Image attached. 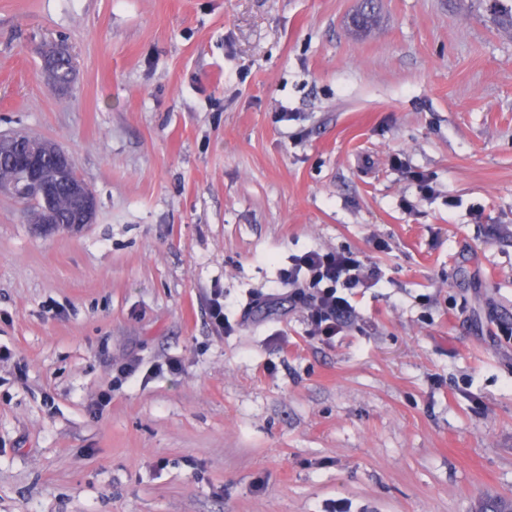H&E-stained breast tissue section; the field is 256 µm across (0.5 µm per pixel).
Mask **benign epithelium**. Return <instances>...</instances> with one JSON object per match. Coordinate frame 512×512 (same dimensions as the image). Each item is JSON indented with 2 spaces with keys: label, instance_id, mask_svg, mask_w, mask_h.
Here are the masks:
<instances>
[{
  "label": "benign epithelium",
  "instance_id": "7a95c632",
  "mask_svg": "<svg viewBox=\"0 0 512 512\" xmlns=\"http://www.w3.org/2000/svg\"><path fill=\"white\" fill-rule=\"evenodd\" d=\"M53 144L42 139L26 141L6 139L0 136V152L12 154L21 160V171L16 180L7 188L13 195L34 191L42 199L45 206L46 219L41 228L46 232L66 230L77 232L86 225L93 223L97 210V200L93 191L76 174H71V188L77 198V208L69 222L62 224L52 208V196L57 186L58 176L41 167L42 155L52 149Z\"/></svg>",
  "mask_w": 512,
  "mask_h": 512
}]
</instances>
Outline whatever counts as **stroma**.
I'll use <instances>...</instances> for the list:
<instances>
[{
	"mask_svg": "<svg viewBox=\"0 0 512 512\" xmlns=\"http://www.w3.org/2000/svg\"><path fill=\"white\" fill-rule=\"evenodd\" d=\"M358 5L0 0V133L60 144L98 200L46 233L0 191V512L512 499V27L379 0L357 34ZM313 249L379 271L329 343L277 287Z\"/></svg>",
	"mask_w": 512,
	"mask_h": 512,
	"instance_id": "obj_1",
	"label": "stroma"
}]
</instances>
